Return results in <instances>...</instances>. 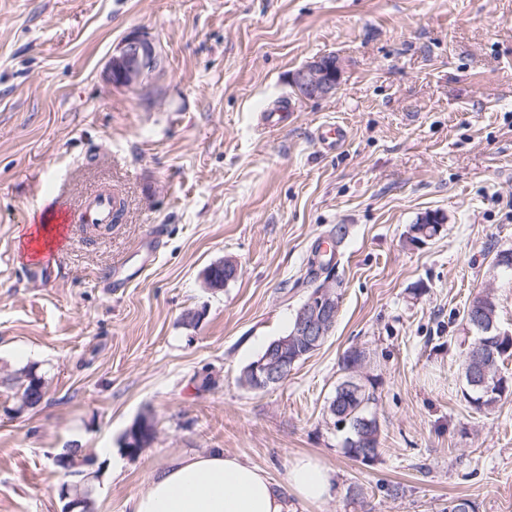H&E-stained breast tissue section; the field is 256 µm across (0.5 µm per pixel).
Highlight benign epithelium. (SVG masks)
I'll return each instance as SVG.
<instances>
[{"mask_svg": "<svg viewBox=\"0 0 512 512\" xmlns=\"http://www.w3.org/2000/svg\"><path fill=\"white\" fill-rule=\"evenodd\" d=\"M165 74L164 60L157 43L139 30L124 35L112 48L102 77L115 89L142 95ZM342 65L334 55H323L305 62L291 75L295 93L304 99L332 96L340 85ZM336 321V290L327 282L297 310L292 336L277 341L252 367L255 389L264 391L288 380L298 357H288V346L303 342L309 350H318Z\"/></svg>", "mask_w": 512, "mask_h": 512, "instance_id": "obj_1", "label": "benign epithelium"}]
</instances>
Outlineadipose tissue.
I'll list each match as a JSON object with an SVG mask.
<instances>
[{"instance_id":"ef3b65f1","label":"adipose tissue","mask_w":512,"mask_h":512,"mask_svg":"<svg viewBox=\"0 0 512 512\" xmlns=\"http://www.w3.org/2000/svg\"><path fill=\"white\" fill-rule=\"evenodd\" d=\"M331 472L310 456L295 458L275 486L259 466L216 448L172 458L130 499V512H289V497L329 498Z\"/></svg>"}]
</instances>
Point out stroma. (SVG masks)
<instances>
[{
  "label": "stroma",
  "mask_w": 512,
  "mask_h": 512,
  "mask_svg": "<svg viewBox=\"0 0 512 512\" xmlns=\"http://www.w3.org/2000/svg\"><path fill=\"white\" fill-rule=\"evenodd\" d=\"M133 30L166 57L151 106L101 78ZM328 54L340 89L298 98L292 72ZM283 100L288 125L258 126ZM333 122L348 138L327 153L315 134ZM102 188L118 191L120 223L65 225L51 275L32 280L25 226ZM430 211L441 232L409 244ZM337 224L332 335L282 385L242 386ZM505 248L512 0H0V512H60L65 489L128 512L171 457L214 448L280 486L300 456L332 470L330 498L295 512H446L457 497L512 512V394L471 409L455 321L489 291L512 331V274L492 266ZM219 260L239 272L212 290ZM353 347L381 425L370 464L346 455L327 411ZM27 366L45 397L23 409L3 378ZM144 415L155 440L113 475L102 449ZM69 446L94 463L65 477L53 457Z\"/></svg>",
  "instance_id": "obj_1"
}]
</instances>
